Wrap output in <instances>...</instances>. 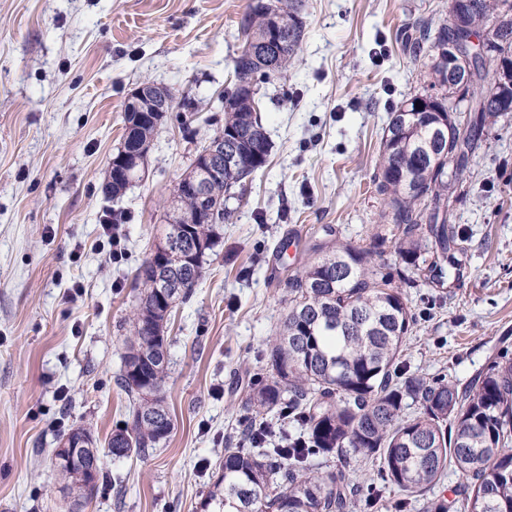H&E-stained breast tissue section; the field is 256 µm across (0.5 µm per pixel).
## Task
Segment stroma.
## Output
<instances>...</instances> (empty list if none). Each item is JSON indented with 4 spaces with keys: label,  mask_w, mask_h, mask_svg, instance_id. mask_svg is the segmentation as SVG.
<instances>
[{
    "label": "stroma",
    "mask_w": 512,
    "mask_h": 512,
    "mask_svg": "<svg viewBox=\"0 0 512 512\" xmlns=\"http://www.w3.org/2000/svg\"><path fill=\"white\" fill-rule=\"evenodd\" d=\"M250 0H0V512H71L51 450L83 427L105 441L126 419L118 386L134 270L163 234L164 201L224 124L218 100ZM447 0H303L288 77L261 85L273 143L246 182L204 277L168 330L167 440L102 459L80 512H201L226 444H238L248 380L267 378L266 341L296 270L328 238L366 246L383 205L373 179L396 106L444 94L406 38L440 24ZM154 82L204 109L183 134L168 113L143 180L117 200L100 186L131 89ZM122 213L125 253L102 220ZM465 238L458 280L418 282L402 360L471 383L512 351V112L488 118L452 203Z\"/></svg>",
    "instance_id": "1"
}]
</instances>
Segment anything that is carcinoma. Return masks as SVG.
Instances as JSON below:
<instances>
[{"instance_id": "obj_1", "label": "carcinoma", "mask_w": 512, "mask_h": 512, "mask_svg": "<svg viewBox=\"0 0 512 512\" xmlns=\"http://www.w3.org/2000/svg\"><path fill=\"white\" fill-rule=\"evenodd\" d=\"M458 0H449L448 22L434 31L420 30L415 52H433L448 46L458 29ZM298 0H251L243 15L241 43L231 58L232 88L224 91V135H238L240 162L224 165V173L210 182L209 199L200 203L178 196L177 210L191 215L189 224H166L187 247L204 244L194 264L175 270L182 281L176 300L191 298L203 277L206 253L218 242V229L230 218L226 203L233 189L255 176L267 164L272 141L262 123L259 84L284 79L298 57L304 25ZM461 9L473 21L494 20L490 30L473 35L489 41L488 59L512 62V0H467ZM287 25L272 31L270 16ZM474 60L462 68L467 87L487 75L486 60L465 41ZM493 88L470 93L466 111L472 114L466 130L457 122L443 125L445 105L418 112L405 127H387L379 158L376 191L383 196L390 217L370 247L328 241L292 280L288 311L266 341L265 356L272 373L264 383L252 384L251 415L245 433H266L268 418L293 411L292 420L304 427L309 455L284 462L277 449L224 448L218 475L210 483L203 512H352L363 484L353 481L350 460L378 463L381 480L406 497L425 494L448 468L460 484L454 498L427 501L426 512H512V358H495L474 383L460 389L446 377L429 379L406 370L400 361L414 314L402 287L373 264V256L392 243L403 266L401 282L414 283L409 274L422 270L427 257H446L448 270L459 258L448 236V202L469 155L481 139L487 116L500 110ZM121 146L151 143L153 122L138 112L123 115ZM413 175L405 182L403 174ZM436 202L426 213L425 201ZM140 286L132 311L133 335L123 343L120 386L129 400L127 420L113 436L121 457L140 456L165 441L172 422L161 396L168 377L167 337L156 335L164 315L156 302L154 271L146 258L133 273ZM417 412L406 414L409 404ZM313 457L323 461L315 463ZM339 458L341 466L328 460ZM56 477L87 502L98 490L101 469L81 477L78 469L57 463Z\"/></svg>"}]
</instances>
